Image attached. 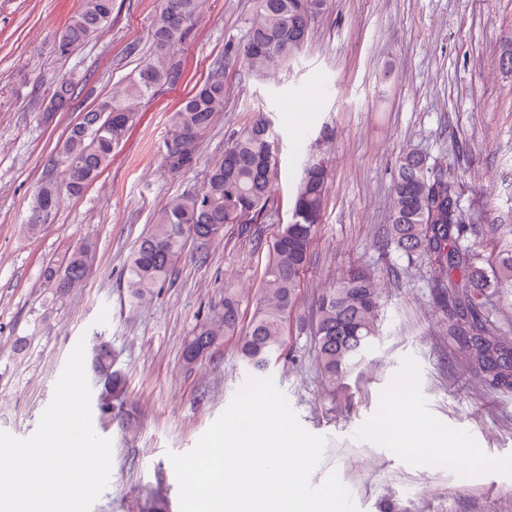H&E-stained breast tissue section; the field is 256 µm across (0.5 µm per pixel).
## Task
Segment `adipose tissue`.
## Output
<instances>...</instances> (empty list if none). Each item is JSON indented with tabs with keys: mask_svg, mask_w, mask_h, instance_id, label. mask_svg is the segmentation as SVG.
Wrapping results in <instances>:
<instances>
[{
	"mask_svg": "<svg viewBox=\"0 0 512 512\" xmlns=\"http://www.w3.org/2000/svg\"><path fill=\"white\" fill-rule=\"evenodd\" d=\"M392 410L378 418L371 426L370 433L390 448L417 455L441 441L439 433L431 426L414 421L406 422L405 417L413 406V394L409 385H401L392 394Z\"/></svg>",
	"mask_w": 512,
	"mask_h": 512,
	"instance_id": "obj_1",
	"label": "adipose tissue"
}]
</instances>
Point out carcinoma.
<instances>
[{"label": "carcinoma", "instance_id": "cac0c4a2", "mask_svg": "<svg viewBox=\"0 0 512 512\" xmlns=\"http://www.w3.org/2000/svg\"><path fill=\"white\" fill-rule=\"evenodd\" d=\"M206 0H161L152 24L156 59L142 65L137 75L115 86L96 108L70 130L57 155L46 166L25 229L38 235L43 214L57 205L62 192L82 194L112 160V148L124 137L133 119L130 101L151 94L157 87L178 83L181 64L169 50L182 41L192 19ZM326 0H257L243 44L235 49L247 68L262 74L288 65L308 39L312 18ZM112 16V0H81L57 38L66 55ZM75 93L63 78L51 110L65 109ZM224 111V70L219 64L174 112L164 141L163 162L173 174L191 170L198 159L203 134ZM278 181L277 144L271 123L257 113L249 126L224 148L207 174L203 187L170 199L154 214L149 231L136 242L127 264L126 291L135 304H146L171 279L189 244H205L226 224H260L271 216ZM328 181V159L311 152L296 185L291 218L269 241V262L262 283L263 300L241 340L242 361L258 375L284 354V327L295 308L309 248L320 224ZM457 191L448 179L433 172L426 157L414 149L403 151L395 163L390 224L383 247L393 248L409 261L424 260L435 271L436 287L451 297L453 329L463 335L467 362L489 387L512 388V328L502 326L490 308L491 297L512 292V254L495 263L484 260L472 239L476 229L462 223ZM87 252L79 247L65 256L62 267L48 270L54 294L83 287ZM380 289L372 273L352 268L318 299L312 335L319 366L329 395L343 396L349 376L361 364L377 336ZM240 318L238 302L224 296V312L215 322L204 320L186 346L194 360L221 334L235 332ZM97 367L103 376L97 409L123 427L134 416L124 410L126 383L113 368L112 350L97 349Z\"/></svg>", "mask_w": 512, "mask_h": 512}]
</instances>
